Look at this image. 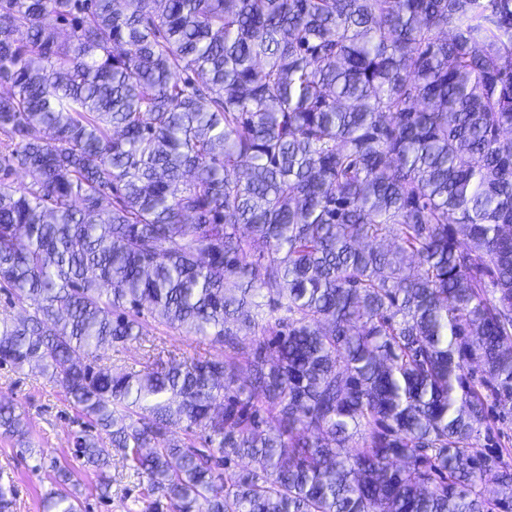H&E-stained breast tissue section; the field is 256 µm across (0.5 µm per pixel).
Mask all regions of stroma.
I'll return each mask as SVG.
<instances>
[{"label": "stroma", "mask_w": 512, "mask_h": 512, "mask_svg": "<svg viewBox=\"0 0 512 512\" xmlns=\"http://www.w3.org/2000/svg\"><path fill=\"white\" fill-rule=\"evenodd\" d=\"M0 399L11 401L28 423L31 449L20 446L15 437L0 432V474H8L18 490L14 512H42L41 501L51 485L40 458L65 461L75 471L82 512H142V487L136 478L111 468L112 497L98 495V470L83 466L76 456L74 440L84 427V419L45 377L30 371L0 367Z\"/></svg>", "instance_id": "stroma-1"}]
</instances>
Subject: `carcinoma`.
I'll return each instance as SVG.
<instances>
[{"mask_svg": "<svg viewBox=\"0 0 512 512\" xmlns=\"http://www.w3.org/2000/svg\"><path fill=\"white\" fill-rule=\"evenodd\" d=\"M0 84V367L84 463L146 512H512V0H0ZM146 312L215 353L103 359Z\"/></svg>", "mask_w": 512, "mask_h": 512, "instance_id": "carcinoma-1", "label": "carcinoma"}]
</instances>
